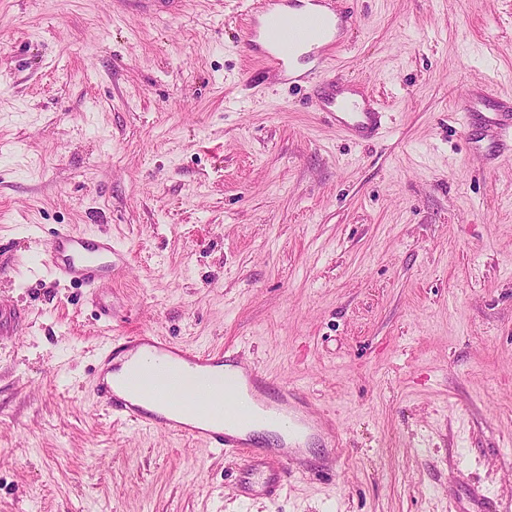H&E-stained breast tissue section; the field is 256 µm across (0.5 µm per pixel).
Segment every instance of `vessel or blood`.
Listing matches in <instances>:
<instances>
[{
    "label": "vessel or blood",
    "instance_id": "1",
    "mask_svg": "<svg viewBox=\"0 0 512 512\" xmlns=\"http://www.w3.org/2000/svg\"><path fill=\"white\" fill-rule=\"evenodd\" d=\"M277 2L261 0L247 19L244 42L251 61L287 73L298 49L311 48L322 61L341 51L339 31L348 18L336 10L334 0H311L312 11L291 16L274 14ZM318 77V109L338 130L355 140L380 130L382 108L362 106L337 94L328 68H320ZM454 111L484 168L512 157V98L497 95L486 85L458 101ZM40 262L56 280L93 288L123 269L128 259L111 237L89 240L62 225L46 241ZM121 349L136 355L137 372L119 388L97 378L96 405L119 420L198 440L220 452L242 453L243 494L272 496L284 490L294 476L295 455L324 430L322 421L299 414L292 404L297 391L288 385L279 387L275 404H264L267 374L243 365L233 348L198 352L141 332L124 337ZM273 422L288 438L270 458L254 448L247 430Z\"/></svg>",
    "mask_w": 512,
    "mask_h": 512
}]
</instances>
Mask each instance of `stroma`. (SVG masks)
Wrapping results in <instances>:
<instances>
[{"instance_id": "35a3bbf8", "label": "stroma", "mask_w": 512, "mask_h": 512, "mask_svg": "<svg viewBox=\"0 0 512 512\" xmlns=\"http://www.w3.org/2000/svg\"><path fill=\"white\" fill-rule=\"evenodd\" d=\"M254 0H0V512H512V159L453 111L512 95V0H335L334 73L386 112L354 142L305 77L253 66ZM67 224L129 257L40 264ZM147 330L297 387L311 442L274 500L242 460L108 418L100 354ZM40 262L58 281L95 288L100 281L122 270L128 259L111 236L88 240L69 225H60L46 241Z\"/></svg>"}]
</instances>
